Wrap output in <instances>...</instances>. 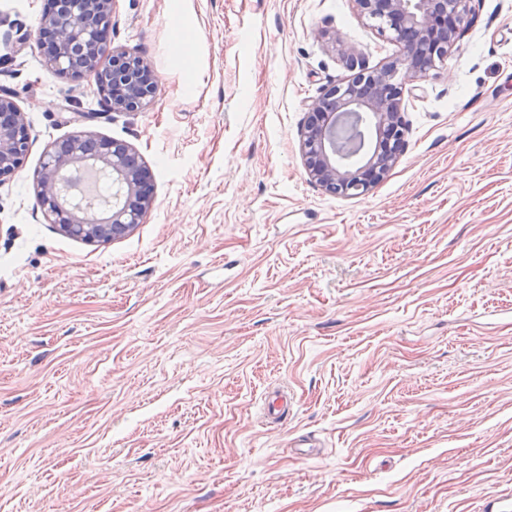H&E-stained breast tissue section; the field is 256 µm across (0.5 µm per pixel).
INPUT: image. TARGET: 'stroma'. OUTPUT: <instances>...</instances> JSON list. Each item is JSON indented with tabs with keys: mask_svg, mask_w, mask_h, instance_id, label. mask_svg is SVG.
Masks as SVG:
<instances>
[{
	"mask_svg": "<svg viewBox=\"0 0 512 512\" xmlns=\"http://www.w3.org/2000/svg\"><path fill=\"white\" fill-rule=\"evenodd\" d=\"M45 4L0 0V89L30 128L0 182V512H478L512 491V0H472L404 93L399 162L352 197L299 149L306 102L352 76L329 34L371 68L401 51L352 0H189L192 86L170 0H116L113 48L159 79L139 112L46 68L24 40ZM80 127L153 175L126 236L36 207ZM265 415L273 422H279L288 415V392L275 390L264 398Z\"/></svg>",
	"mask_w": 512,
	"mask_h": 512,
	"instance_id": "35a3bbf8",
	"label": "stroma"
}]
</instances>
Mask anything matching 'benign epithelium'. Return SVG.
<instances>
[{"label":"benign epithelium","mask_w":512,"mask_h":512,"mask_svg":"<svg viewBox=\"0 0 512 512\" xmlns=\"http://www.w3.org/2000/svg\"><path fill=\"white\" fill-rule=\"evenodd\" d=\"M115 0H48L35 31L47 65L74 80L94 78L114 112L143 109L158 90L142 58L112 48ZM379 35L401 54L374 69L343 49L349 80L307 104L300 149L311 180L342 196L367 193L398 163L405 149L404 88L422 86L472 22V0H353ZM30 140L23 112L0 91V180L22 164ZM151 176L131 147L79 130L49 151L35 172L37 203L59 233L86 242L132 232L153 206Z\"/></svg>","instance_id":"1"}]
</instances>
